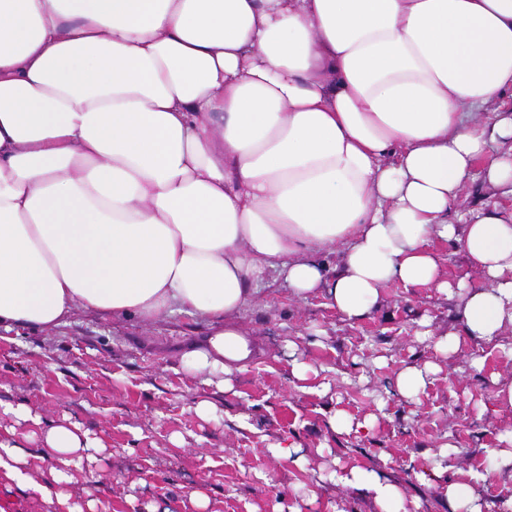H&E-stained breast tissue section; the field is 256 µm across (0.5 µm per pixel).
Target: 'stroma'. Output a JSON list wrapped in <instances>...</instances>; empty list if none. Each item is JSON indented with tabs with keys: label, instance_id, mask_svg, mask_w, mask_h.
Segmentation results:
<instances>
[{
	"label": "stroma",
	"instance_id": "stroma-1",
	"mask_svg": "<svg viewBox=\"0 0 512 512\" xmlns=\"http://www.w3.org/2000/svg\"><path fill=\"white\" fill-rule=\"evenodd\" d=\"M459 306L435 287L393 282L378 310L350 322L323 294L297 297L270 270L238 318L263 353L231 390L181 369L202 322L177 312L151 322L76 309L56 327L0 329V398L104 439L107 452L72 490L93 489L113 512H132L131 494L164 512H194L195 490L208 494V512H378L368 495L336 483L334 472L354 466L396 482L407 512H453L443 480L467 482L479 470L484 512H502L512 470H492L486 451L512 433V405L497 397L512 384V329L470 339ZM447 333L459 334L458 347L438 350ZM296 359L309 365L306 379L293 375ZM412 365L432 367L433 380L406 400L395 379ZM201 401L215 406L212 417L195 414ZM335 411L374 425L332 431ZM278 442L297 445L301 463L272 456ZM447 442L454 450L446 455ZM436 462L443 478L430 475Z\"/></svg>",
	"mask_w": 512,
	"mask_h": 512
}]
</instances>
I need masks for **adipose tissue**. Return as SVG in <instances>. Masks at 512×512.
I'll use <instances>...</instances> for the list:
<instances>
[{
	"mask_svg": "<svg viewBox=\"0 0 512 512\" xmlns=\"http://www.w3.org/2000/svg\"><path fill=\"white\" fill-rule=\"evenodd\" d=\"M508 96L512 0H0V328L177 311L207 327L183 371L228 390L258 353L238 316L274 269L349 320L389 283L432 285L468 336L499 335L512 211L452 209L477 173L512 196V113L473 116ZM436 240L480 285L445 278ZM0 414V486L100 512L67 486L101 438ZM33 444L54 461L38 478ZM336 481L402 512L375 469Z\"/></svg>",
	"mask_w": 512,
	"mask_h": 512,
	"instance_id": "ef3b65f1",
	"label": "adipose tissue"
}]
</instances>
